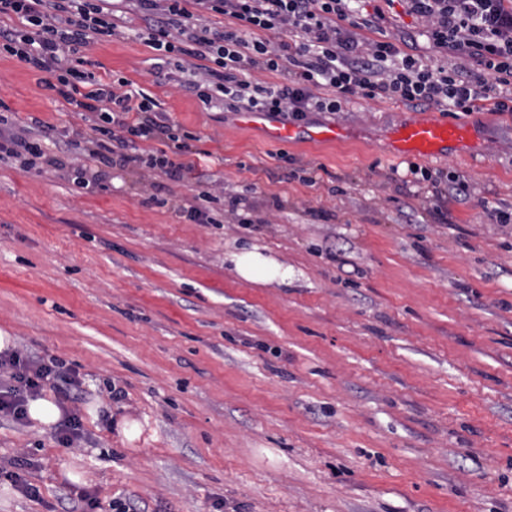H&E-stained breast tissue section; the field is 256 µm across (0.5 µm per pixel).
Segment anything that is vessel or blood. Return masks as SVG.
I'll return each mask as SVG.
<instances>
[{"mask_svg": "<svg viewBox=\"0 0 512 512\" xmlns=\"http://www.w3.org/2000/svg\"><path fill=\"white\" fill-rule=\"evenodd\" d=\"M240 118L247 126H265L269 138L279 143L347 140L356 136L355 131L347 129L310 130L284 124L266 112H244ZM468 140L467 128L431 117L399 124L391 133L390 146L394 155L428 160L445 157L453 148L466 145Z\"/></svg>", "mask_w": 512, "mask_h": 512, "instance_id": "b4317fda", "label": "vessel or blood"}]
</instances>
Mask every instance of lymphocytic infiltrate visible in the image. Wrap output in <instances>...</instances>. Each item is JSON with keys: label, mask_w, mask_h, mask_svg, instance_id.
Returning a JSON list of instances; mask_svg holds the SVG:
<instances>
[{"label": "lymphocytic infiltrate", "mask_w": 512, "mask_h": 512, "mask_svg": "<svg viewBox=\"0 0 512 512\" xmlns=\"http://www.w3.org/2000/svg\"><path fill=\"white\" fill-rule=\"evenodd\" d=\"M145 24L162 67L180 73V88L205 107L271 111L303 121L338 112L352 98L424 103L441 112L489 106L512 112V7L505 0H401L417 21L416 36L448 57L442 65L407 51L404 38L383 35L381 9L359 12L356 0H124ZM232 26L209 24L212 15ZM111 0H0V54L48 74L64 108L81 112L84 128L65 134L66 176L77 192L100 188L109 166L136 164L173 182L188 180L190 133L160 103L126 78L84 70L80 49L114 35ZM279 75L269 83L253 71ZM45 123L0 113V163L42 170ZM78 370L56 357L0 352V415L24 424L28 402L55 392L64 409L54 438L71 448L83 437L79 414L67 406Z\"/></svg>", "instance_id": "lymphocytic-infiltrate-1"}]
</instances>
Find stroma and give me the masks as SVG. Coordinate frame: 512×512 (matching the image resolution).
<instances>
[{"label":"stroma","mask_w":512,"mask_h":512,"mask_svg":"<svg viewBox=\"0 0 512 512\" xmlns=\"http://www.w3.org/2000/svg\"><path fill=\"white\" fill-rule=\"evenodd\" d=\"M143 27L120 13L81 56L194 134L224 221L180 218L196 182L133 164L83 194L53 167L0 166V334L79 371L85 432L65 448L1 416L0 464L31 459L39 495L2 482L0 512L85 494L130 512H512V223L483 209L512 212V114L457 117L470 147L425 166L471 192L441 198L389 147L436 107L356 99L306 120L355 139L278 144L155 69ZM40 78L0 55V106L52 141L83 127ZM310 167L314 184L294 178ZM246 250L285 279L244 278Z\"/></svg>","instance_id":"1"}]
</instances>
